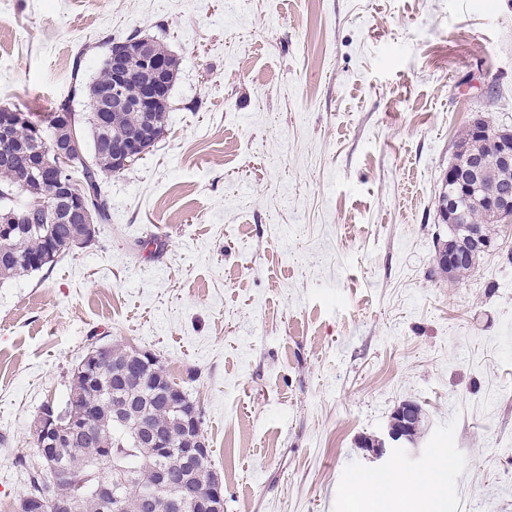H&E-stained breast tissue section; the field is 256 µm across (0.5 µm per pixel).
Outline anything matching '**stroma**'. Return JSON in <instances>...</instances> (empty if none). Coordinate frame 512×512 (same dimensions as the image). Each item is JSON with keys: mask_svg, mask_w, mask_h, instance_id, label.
Instances as JSON below:
<instances>
[{"mask_svg": "<svg viewBox=\"0 0 512 512\" xmlns=\"http://www.w3.org/2000/svg\"><path fill=\"white\" fill-rule=\"evenodd\" d=\"M133 32L179 61L162 139L90 245L0 281V512L113 342L199 406L224 512H512V235L434 272L461 131L512 129V0H0V106L47 116ZM408 401L414 447L373 459ZM439 455L435 495L360 485Z\"/></svg>", "mask_w": 512, "mask_h": 512, "instance_id": "35a3bbf8", "label": "stroma"}]
</instances>
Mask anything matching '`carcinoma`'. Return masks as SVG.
Wrapping results in <instances>:
<instances>
[{
  "label": "carcinoma",
  "mask_w": 512,
  "mask_h": 512,
  "mask_svg": "<svg viewBox=\"0 0 512 512\" xmlns=\"http://www.w3.org/2000/svg\"><path fill=\"white\" fill-rule=\"evenodd\" d=\"M112 79V53H107L96 76L89 81H75L71 97L60 103L48 120L39 122L32 113L26 114V121L44 131L47 141L29 144L21 152L9 142L0 139V149L12 152L9 161L0 159V214L15 204V199L25 194L30 198L44 196L46 189L41 184L26 180L21 170L25 162L41 158L45 162L54 161L49 150L48 137L60 118H67L80 129L82 155L85 163L73 171L78 179L72 181V187L79 192L94 210L95 223L106 224L110 221V203L104 194L105 175L112 172L110 163V142H119L137 133L141 118L131 110L110 112L100 117L97 112H77L73 102L78 96L91 98L97 88ZM481 123L487 130V136L476 137L470 128H465L456 144L454 159L457 162L469 156H478L484 161V179L488 183L512 187V169L498 166L495 162L497 128L486 119ZM465 224L489 239H496L498 225L490 219L482 206L475 202L463 203ZM89 236V230L82 224L71 221L50 224L44 230H27L0 242V280H9L25 276L36 270L32 260L43 261L46 267L52 266L56 259L75 245V241ZM128 350L119 344H110L107 357L116 359L108 365L105 373L94 386L87 385L85 379L73 375L69 391L78 394L83 407L88 410L100 409L103 400L114 396L127 395L133 402L131 413L127 415V424L115 429L110 424L112 414H107L109 424L99 429L92 437L79 436L58 449L54 460L67 463L75 472L77 483L90 484L104 471L112 473V468L120 466L125 470L127 482L140 487L141 491L151 495V503L142 505L136 495L123 502L122 512H172L170 497L173 495H202L206 493L207 482L214 474L211 457L187 462L181 447L182 426L177 410L167 404L161 393L162 386H174L176 382L163 369L159 360L147 362L141 366L138 374L126 378V384L120 383L124 375L125 356ZM146 417L151 424L165 431L171 448L159 454L153 448L137 447L132 444V433L141 418ZM111 448V456L105 460L101 455V443ZM16 464L26 470L29 487L26 497L38 500L61 498L69 489L52 481L48 461L39 465L30 464L26 457H18ZM164 467L172 475L170 488L151 494L156 481L155 468ZM103 500L90 488L81 495L75 512H103Z\"/></svg>",
  "instance_id": "carcinoma-1"
}]
</instances>
